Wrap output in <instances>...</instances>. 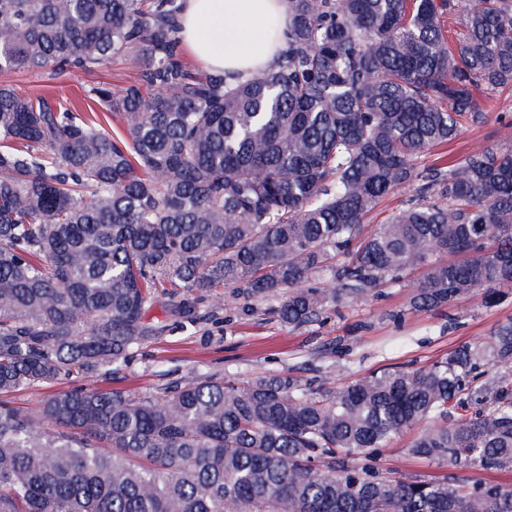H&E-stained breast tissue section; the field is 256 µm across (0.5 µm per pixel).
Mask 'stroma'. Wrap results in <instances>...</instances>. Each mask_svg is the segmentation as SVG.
I'll use <instances>...</instances> for the list:
<instances>
[{
	"instance_id": "obj_1",
	"label": "stroma",
	"mask_w": 512,
	"mask_h": 512,
	"mask_svg": "<svg viewBox=\"0 0 512 512\" xmlns=\"http://www.w3.org/2000/svg\"><path fill=\"white\" fill-rule=\"evenodd\" d=\"M136 74L131 61L119 60L95 73H12L7 80L30 96L76 100L82 88L98 84L121 91ZM489 108L487 123L427 153L420 166L436 165L443 157L458 159L474 147L512 143V92L491 99ZM422 278V271H413L404 285L380 287L377 296L332 307L320 322L295 330L268 316L266 303L235 289L215 288L199 300L171 288L149 313L163 321V333L135 348L128 362L99 384L142 396L159 394L164 385L196 374H215L240 385L267 373L332 386L386 368L429 366L459 344L483 340L512 321V286L505 287L504 300L493 306L465 294L440 309L410 312L409 301ZM415 435L411 429L394 438L380 451L378 464L407 476L445 474V465L408 455Z\"/></svg>"
}]
</instances>
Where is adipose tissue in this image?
I'll return each mask as SVG.
<instances>
[{
  "label": "adipose tissue",
  "instance_id": "obj_1",
  "mask_svg": "<svg viewBox=\"0 0 512 512\" xmlns=\"http://www.w3.org/2000/svg\"><path fill=\"white\" fill-rule=\"evenodd\" d=\"M181 38L198 64L238 74L265 67L288 24V0H184Z\"/></svg>",
  "mask_w": 512,
  "mask_h": 512
}]
</instances>
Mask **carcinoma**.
<instances>
[{
	"mask_svg": "<svg viewBox=\"0 0 512 512\" xmlns=\"http://www.w3.org/2000/svg\"><path fill=\"white\" fill-rule=\"evenodd\" d=\"M261 72L192 73L181 0H0V73L107 69L121 121L0 84V512H512V323L427 368L336 386L195 375L160 396L81 387L160 335L170 286L223 285L299 329L424 270L411 309L512 284V145L429 150L512 90V0H288ZM413 194L368 233L393 192ZM455 258L443 261L441 257ZM431 479L375 452L416 425ZM87 383H89V381L84 380L81 377H77L74 374L69 378H63L52 386L15 393L10 400L13 402V405L17 407L34 411L40 407V402L45 396L54 392L69 390Z\"/></svg>",
	"mask_w": 512,
	"mask_h": 512,
	"instance_id": "cac0c4a2",
	"label": "carcinoma"
}]
</instances>
